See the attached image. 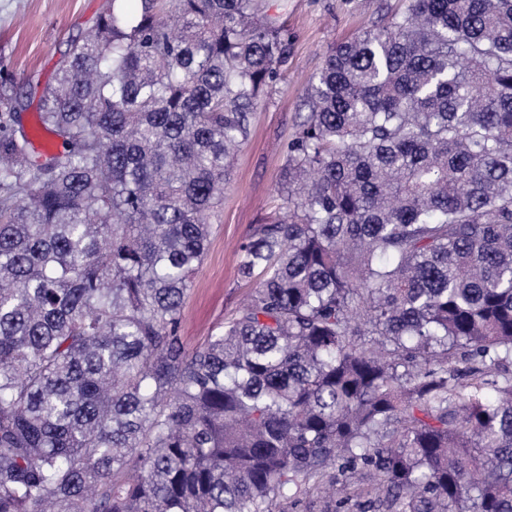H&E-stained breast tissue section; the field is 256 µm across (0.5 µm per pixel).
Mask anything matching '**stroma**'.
I'll use <instances>...</instances> for the list:
<instances>
[{"instance_id": "stroma-1", "label": "stroma", "mask_w": 512, "mask_h": 512, "mask_svg": "<svg viewBox=\"0 0 512 512\" xmlns=\"http://www.w3.org/2000/svg\"><path fill=\"white\" fill-rule=\"evenodd\" d=\"M288 30V65L253 111L250 134L211 218L207 256L193 275L181 334L203 343L247 298L237 274L239 247L257 225L279 216L283 149L292 135L310 78L334 44L387 22L398 0H270ZM104 0H0V82L27 98L55 71L70 38L89 34Z\"/></svg>"}]
</instances>
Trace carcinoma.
I'll return each instance as SVG.
<instances>
[{
  "instance_id": "1",
  "label": "carcinoma",
  "mask_w": 512,
  "mask_h": 512,
  "mask_svg": "<svg viewBox=\"0 0 512 512\" xmlns=\"http://www.w3.org/2000/svg\"><path fill=\"white\" fill-rule=\"evenodd\" d=\"M106 0L35 123L0 94V512H512V0H402L332 47L247 302L180 336L251 109L261 0ZM56 148L34 147L36 133Z\"/></svg>"
}]
</instances>
